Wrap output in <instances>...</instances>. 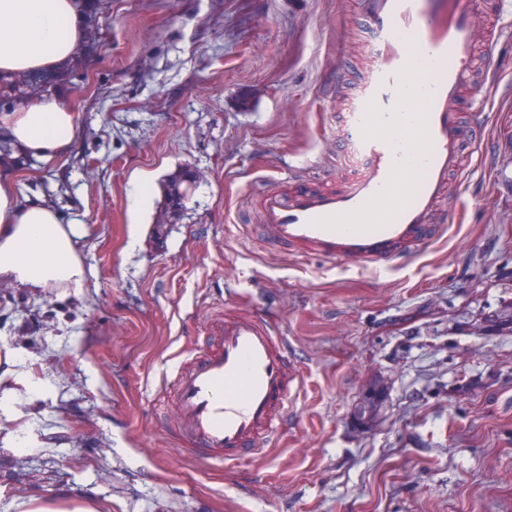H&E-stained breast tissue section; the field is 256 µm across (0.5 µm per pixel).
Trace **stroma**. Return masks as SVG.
Masks as SVG:
<instances>
[{
  "mask_svg": "<svg viewBox=\"0 0 512 512\" xmlns=\"http://www.w3.org/2000/svg\"><path fill=\"white\" fill-rule=\"evenodd\" d=\"M98 39L51 75L81 134L66 162L0 169L89 233L82 297L0 285V358L54 394L18 399L0 450V512H512V14L499 121L466 168L467 210L381 273L269 249L256 192L315 172L333 185L340 113L372 68L359 0H98ZM191 169L179 214L165 181ZM257 312L301 386L278 442L219 468L169 437V392L211 315ZM376 390L371 421L357 407Z\"/></svg>",
  "mask_w": 512,
  "mask_h": 512,
  "instance_id": "obj_1",
  "label": "stroma"
}]
</instances>
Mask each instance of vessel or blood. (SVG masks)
<instances>
[{
	"mask_svg": "<svg viewBox=\"0 0 512 512\" xmlns=\"http://www.w3.org/2000/svg\"><path fill=\"white\" fill-rule=\"evenodd\" d=\"M377 64L345 115L362 168L336 189L302 175L258 194L260 235L301 256L389 269L437 237L459 196L448 184L494 122L473 91L480 0H361ZM301 376L283 336L259 315L211 316L173 382V440L195 460L236 466L272 446Z\"/></svg>",
	"mask_w": 512,
	"mask_h": 512,
	"instance_id": "1",
	"label": "vessel or blood"
}]
</instances>
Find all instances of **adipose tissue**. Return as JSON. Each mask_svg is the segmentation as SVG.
<instances>
[{"label": "adipose tissue", "instance_id": "adipose-tissue-1", "mask_svg": "<svg viewBox=\"0 0 512 512\" xmlns=\"http://www.w3.org/2000/svg\"><path fill=\"white\" fill-rule=\"evenodd\" d=\"M86 16L83 0H0V75L10 78L58 72L81 46ZM80 129L72 103L35 95L0 111V137L12 154L50 167L71 150ZM85 224L66 218L40 194L19 198L12 181L0 178V283L39 293L66 288L83 295L87 273L78 253ZM1 374L13 381L0 392V419L13 421L19 397L42 398L50 384L14 352Z\"/></svg>", "mask_w": 512, "mask_h": 512}]
</instances>
